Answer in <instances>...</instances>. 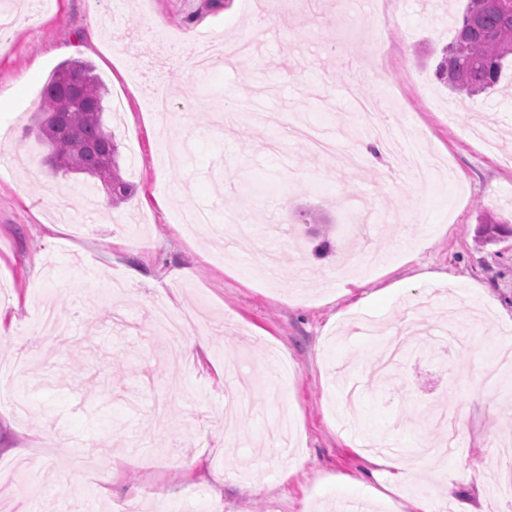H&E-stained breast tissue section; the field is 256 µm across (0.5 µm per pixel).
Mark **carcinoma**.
Returning <instances> with one entry per match:
<instances>
[{
	"instance_id": "obj_1",
	"label": "carcinoma",
	"mask_w": 512,
	"mask_h": 512,
	"mask_svg": "<svg viewBox=\"0 0 512 512\" xmlns=\"http://www.w3.org/2000/svg\"><path fill=\"white\" fill-rule=\"evenodd\" d=\"M512 56V0H469L454 40L442 48L438 80L470 96L495 87L503 62ZM106 91L91 63L65 61L41 91L36 126L47 154L59 160L55 171L112 178V201L130 197L120 175L119 143L107 123ZM478 233L488 239L511 237L512 225L483 213Z\"/></svg>"
}]
</instances>
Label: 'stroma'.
<instances>
[{"instance_id": "stroma-1", "label": "stroma", "mask_w": 512, "mask_h": 512, "mask_svg": "<svg viewBox=\"0 0 512 512\" xmlns=\"http://www.w3.org/2000/svg\"><path fill=\"white\" fill-rule=\"evenodd\" d=\"M466 0H289L268 25L250 0H50L0 29V89L27 81L0 115V512H512V374L488 388L495 348L512 347V237L476 238L481 212L512 224V60L468 98L435 66ZM98 23L100 44L88 37ZM249 45L233 67L186 69L185 45ZM67 60L91 62L123 112L112 129L133 192L86 202L81 174L52 175L32 129L41 89ZM359 86L403 149L437 158L421 184L380 151L351 169L291 127L347 151L371 136ZM456 121H449V113ZM28 157L12 164L14 154ZM260 186L242 196L241 177ZM241 224L232 243L180 218ZM321 216L303 223L304 211ZM360 272L328 287L339 254ZM189 267L188 278L174 277ZM123 275L125 289L99 286ZM464 302L466 347L437 360L449 301ZM162 302L209 339L207 357L170 354L151 323ZM367 320L406 348L388 371L345 330ZM275 342L293 372L270 374ZM439 470L416 461L443 441ZM298 429L269 452L280 408ZM414 459L393 481L365 442Z\"/></svg>"}]
</instances>
